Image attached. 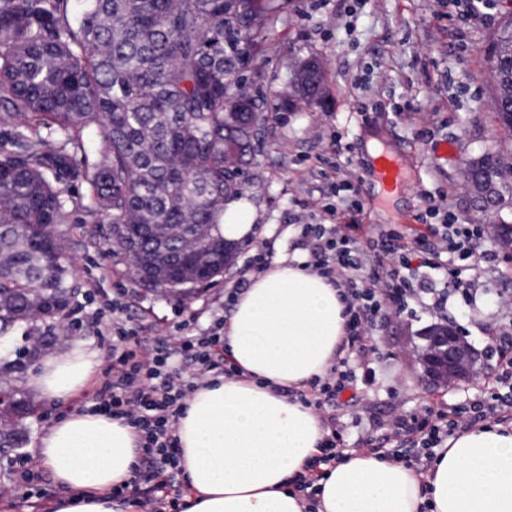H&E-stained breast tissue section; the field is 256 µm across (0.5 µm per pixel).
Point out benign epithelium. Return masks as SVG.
<instances>
[{"label":"benign epithelium","instance_id":"1","mask_svg":"<svg viewBox=\"0 0 512 512\" xmlns=\"http://www.w3.org/2000/svg\"><path fill=\"white\" fill-rule=\"evenodd\" d=\"M321 66L313 58L295 62L291 87L301 94L310 85H318ZM489 155L483 153L468 164V172H480L478 179H468V189L482 207L500 211L512 204L506 196L501 173L488 169ZM423 341L417 352L419 378L429 392H438L461 383L477 384L487 366V354L460 335L452 321L432 324L418 333Z\"/></svg>","mask_w":512,"mask_h":512}]
</instances>
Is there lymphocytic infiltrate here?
<instances>
[{"instance_id":"lymphocytic-infiltrate-1","label":"lymphocytic infiltrate","mask_w":512,"mask_h":512,"mask_svg":"<svg viewBox=\"0 0 512 512\" xmlns=\"http://www.w3.org/2000/svg\"><path fill=\"white\" fill-rule=\"evenodd\" d=\"M480 235L479 225L448 223L436 231L434 240L411 241L398 231L381 228L375 247L368 248L360 238L338 233L335 225H304L300 246L309 259L303 268L342 289L348 316L347 334L333 365L300 393L324 428L318 454L293 483L304 501V512H318L319 482L344 455L337 412L359 401V371L375 353L367 345L372 328L397 317L389 302L410 291L414 267L436 268L443 250L471 258V243ZM220 375H238L224 356L223 318H212L204 327L193 313L151 337L113 321L112 364L90 410L128 424L137 436L140 459L133 480L113 488V498H130L145 512H178L176 424L186 398L206 379ZM499 383L497 391L445 411L427 406L396 415L389 432L364 440L365 454L405 461L420 480H427L433 461L457 430L489 421L512 422V380L504 376Z\"/></svg>"}]
</instances>
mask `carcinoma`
<instances>
[{
    "instance_id": "cac0c4a2",
    "label": "carcinoma",
    "mask_w": 512,
    "mask_h": 512,
    "mask_svg": "<svg viewBox=\"0 0 512 512\" xmlns=\"http://www.w3.org/2000/svg\"><path fill=\"white\" fill-rule=\"evenodd\" d=\"M288 0H0V335L68 307L78 292L63 224H108L107 246L146 288L175 294L224 255V202L242 195L267 102L250 50ZM253 128L224 127L228 102ZM494 122L512 132V102ZM25 396L0 424L22 448Z\"/></svg>"
}]
</instances>
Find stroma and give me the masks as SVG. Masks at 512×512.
I'll return each instance as SVG.
<instances>
[{
    "label": "stroma",
    "instance_id": "obj_1",
    "mask_svg": "<svg viewBox=\"0 0 512 512\" xmlns=\"http://www.w3.org/2000/svg\"><path fill=\"white\" fill-rule=\"evenodd\" d=\"M467 0H288L282 19L268 32L272 49L258 54L255 65L269 116L253 165L245 170L244 197L256 214L257 233L239 244L231 265L215 283L176 296L145 291L121 256L99 248L103 224H67L68 250L80 289L73 309L91 311L120 298L124 316L142 335L175 319L176 308L220 309L258 243L272 255L297 252L303 224H353L362 239L376 228L395 229L407 237L429 234L442 215L436 204L450 208L462 224H480L476 244L478 266L441 259L440 269L414 274L415 290L405 295L404 311L372 332L381 353L367 375L359 407L341 413L347 450L357 448L367 430L390 423L399 412L435 402L464 404L496 387L506 368L497 356L512 336V316L501 308L512 297V248L498 241L493 214L476 208L464 186L468 161L488 150L512 159V134L491 121L490 48L512 0H491L485 14L466 16ZM465 39H458L460 27ZM317 56L325 72L321 104L280 107L292 58ZM401 156L407 168L402 192L382 194L368 174L367 144ZM475 283L471 297L445 287L446 272ZM453 319L477 348L494 349L489 375L478 385L463 384L431 395L418 380L415 351L424 327ZM79 342L100 353V372L112 363V339L82 324L73 335L36 345L28 328L13 330L9 350L21 353V371L10 381L27 388L42 356ZM69 406L34 401L28 420V442L0 460V489H8L11 512H38L57 494L42 470L25 479L23 455L32 443L64 415Z\"/></svg>",
    "mask_w": 512,
    "mask_h": 512
}]
</instances>
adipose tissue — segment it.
Wrapping results in <instances>:
<instances>
[{
  "label": "adipose tissue",
  "mask_w": 512,
  "mask_h": 512,
  "mask_svg": "<svg viewBox=\"0 0 512 512\" xmlns=\"http://www.w3.org/2000/svg\"><path fill=\"white\" fill-rule=\"evenodd\" d=\"M342 291L280 257L251 277L224 326V350L240 370L209 378L179 416L182 512H303L289 485L317 453L322 422L282 387L324 376L347 334ZM99 366L80 343L46 355L29 380L69 411L44 431L34 456L60 495L54 512H134L112 490L131 482L135 436L122 421L73 407ZM512 512V430L488 424L449 438L427 482L404 463L346 453L322 482L319 512Z\"/></svg>",
  "instance_id": "1"
}]
</instances>
